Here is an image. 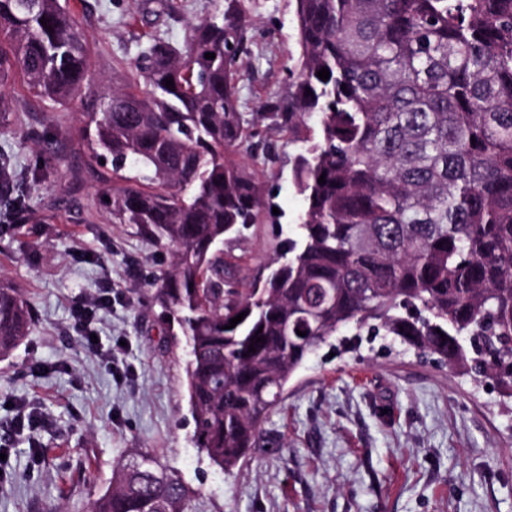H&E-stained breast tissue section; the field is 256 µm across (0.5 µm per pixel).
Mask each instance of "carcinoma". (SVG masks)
<instances>
[{"label":"carcinoma","instance_id":"cac0c4a2","mask_svg":"<svg viewBox=\"0 0 512 512\" xmlns=\"http://www.w3.org/2000/svg\"><path fill=\"white\" fill-rule=\"evenodd\" d=\"M259 6L218 0L183 44L150 38L143 84L105 87L80 113L78 145L112 165L100 207L173 249L151 303L184 344L196 448L226 477L276 446L263 424L289 381L350 331L512 400V0H294L295 91L252 112L238 66L266 57L249 38ZM17 73L45 105L82 98L88 47L68 0H0V87ZM263 127L310 131L293 172L305 207L298 238L246 280L223 246L264 214ZM10 169L0 152V210L24 221ZM32 326L21 289L0 285V361ZM194 496L143 457L91 512H194Z\"/></svg>","mask_w":512,"mask_h":512}]
</instances>
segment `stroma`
<instances>
[{
  "mask_svg": "<svg viewBox=\"0 0 512 512\" xmlns=\"http://www.w3.org/2000/svg\"><path fill=\"white\" fill-rule=\"evenodd\" d=\"M213 2L70 5L95 81L109 86L134 77L149 37L182 43ZM250 35L269 50L242 64L255 106L291 89L293 0H265ZM4 91L14 109L0 150L24 183L30 218L0 214V280L22 288L35 323L0 361V512H89L136 453L197 490L196 512H512V406L495 388L380 339L312 355L264 425L280 455L254 449L225 477L193 443L181 346L149 307L145 282L169 255L112 222L98 204L110 164L88 166L69 141L86 103L45 106L17 78ZM263 137L275 146L260 170L275 212L224 245L247 276L297 238L304 208L292 172L300 143L275 129ZM105 292L111 303L81 324L77 306Z\"/></svg>",
  "mask_w": 512,
  "mask_h": 512,
  "instance_id": "stroma-1",
  "label": "stroma"
}]
</instances>
